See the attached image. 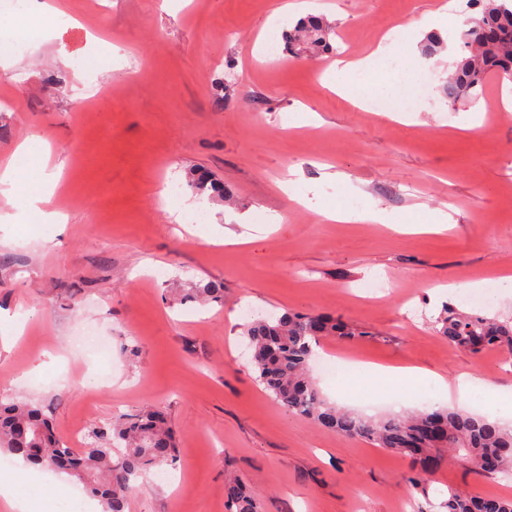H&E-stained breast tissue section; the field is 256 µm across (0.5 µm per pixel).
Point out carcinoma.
I'll use <instances>...</instances> for the list:
<instances>
[{"label": "carcinoma", "mask_w": 512, "mask_h": 512, "mask_svg": "<svg viewBox=\"0 0 512 512\" xmlns=\"http://www.w3.org/2000/svg\"><path fill=\"white\" fill-rule=\"evenodd\" d=\"M478 15L459 33L461 61L442 85L448 104L475 101L487 79L512 66V0H472ZM338 33L324 19L300 20L286 32L288 46L317 51L333 49ZM190 187L199 196L229 200L231 190L203 173L192 172ZM438 333L454 348L480 355L486 350L512 356V325L463 312L452 305L438 320ZM252 349L255 380L288 411L304 415L320 429L350 438H366L410 461L408 481L423 487L425 474L437 464L435 453L462 460L478 476L512 471V428L487 418L426 406L407 413L368 418L337 408L321 395L311 373L315 348L324 336L354 338L365 332L330 315L285 312L257 315L243 327ZM176 432L165 414L146 407L119 415L106 431L89 433L86 448L76 453L57 438L39 405L0 399V451L41 469L62 472L99 500L104 512H125L133 484L155 466L176 457ZM229 512H259L243 482L224 483ZM447 512H512V499L478 497L448 490Z\"/></svg>", "instance_id": "cac0c4a2"}]
</instances>
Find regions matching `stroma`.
I'll use <instances>...</instances> for the list:
<instances>
[{"label":"stroma","instance_id":"stroma-1","mask_svg":"<svg viewBox=\"0 0 512 512\" xmlns=\"http://www.w3.org/2000/svg\"><path fill=\"white\" fill-rule=\"evenodd\" d=\"M284 2L57 0L48 44L0 67V161L24 137L48 141L64 166L51 205L66 217L49 230L31 218L0 229V397L38 402L76 449L116 415L163 410L178 438L172 478L137 482L127 512H227L230 475L260 512H397L405 499L444 512L450 488L512 498V473L477 477L460 462L413 490L408 460L321 430L254 380L245 310H290L366 330L323 339L321 359L415 365L451 382L473 374L512 396V357L450 347L434 327L448 300L437 284L512 273L501 196L512 185V111L501 103L511 86L494 75L477 103L449 106L451 45L424 58L430 82L409 123L389 121L320 83L332 54L259 55L261 32L298 20ZM311 2L352 56L368 54L389 20L408 24L440 4ZM88 31L99 49L87 48ZM61 47L68 63L54 59ZM196 170L233 200L205 203L206 223L180 224L164 186ZM353 198L386 224L321 218ZM259 211L265 223L254 222ZM439 214L451 226L443 234L390 229ZM228 231L247 244H225ZM374 273L388 284L376 301L355 289ZM209 283L223 302L190 301ZM91 326L105 352L78 343Z\"/></svg>","mask_w":512,"mask_h":512}]
</instances>
